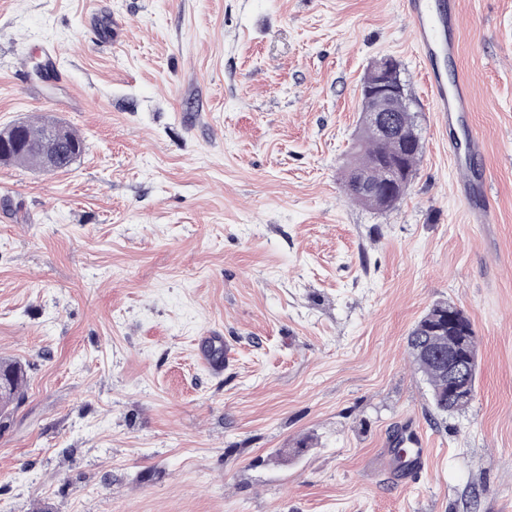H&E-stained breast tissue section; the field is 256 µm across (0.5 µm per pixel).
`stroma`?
Listing matches in <instances>:
<instances>
[{"instance_id": "1", "label": "stroma", "mask_w": 512, "mask_h": 512, "mask_svg": "<svg viewBox=\"0 0 512 512\" xmlns=\"http://www.w3.org/2000/svg\"><path fill=\"white\" fill-rule=\"evenodd\" d=\"M459 2L490 224L403 0H0V129L84 142L64 172L0 164V357L28 374L0 512H512V0ZM385 57L424 149L380 211L343 175ZM439 301L478 355L447 418L406 343ZM465 172L460 181V192L470 202L469 221L473 224L493 223L490 209L483 205L488 177L478 166L465 165Z\"/></svg>"}]
</instances>
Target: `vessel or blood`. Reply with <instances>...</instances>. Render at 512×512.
Here are the masks:
<instances>
[{
    "label": "vessel or blood",
    "instance_id": "1",
    "mask_svg": "<svg viewBox=\"0 0 512 512\" xmlns=\"http://www.w3.org/2000/svg\"><path fill=\"white\" fill-rule=\"evenodd\" d=\"M412 37L425 54L427 87L437 112L463 116L470 110L471 83L464 76L449 78L435 62L437 55L455 58L459 51L461 14L457 0H407ZM488 177L483 169L467 165L460 181V192L470 202L469 221L488 224L492 214L483 204Z\"/></svg>",
    "mask_w": 512,
    "mask_h": 512
}]
</instances>
